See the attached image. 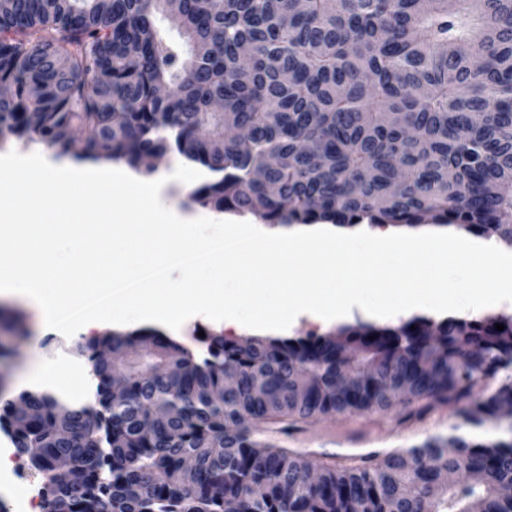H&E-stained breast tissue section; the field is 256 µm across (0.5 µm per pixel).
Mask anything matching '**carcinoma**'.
Listing matches in <instances>:
<instances>
[{
	"label": "carcinoma",
	"mask_w": 512,
	"mask_h": 512,
	"mask_svg": "<svg viewBox=\"0 0 512 512\" xmlns=\"http://www.w3.org/2000/svg\"><path fill=\"white\" fill-rule=\"evenodd\" d=\"M175 23L179 39L157 25ZM0 134L141 170L174 153L202 205L266 224L451 226L512 246V0H0ZM505 329L498 331L495 325ZM210 337L155 329L80 346L98 403L0 389V430L47 512H419L442 469L480 475L436 512H512V436H435L336 471L251 422L430 400L483 428L512 401V318ZM375 339H370V336ZM142 351L112 401L101 349ZM358 380L343 393L345 367ZM505 373L490 393L482 379ZM409 494L394 495L401 487Z\"/></svg>",
	"instance_id": "obj_1"
}]
</instances>
